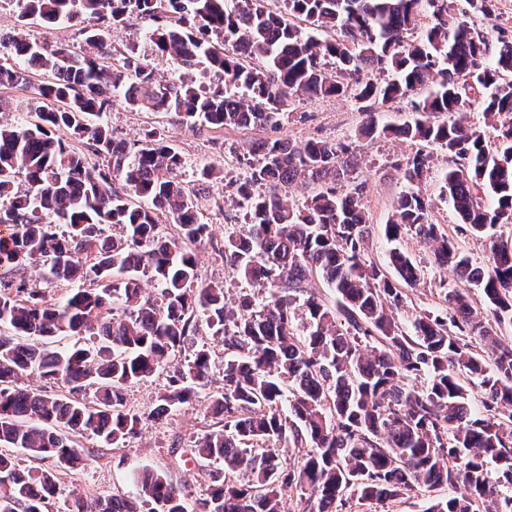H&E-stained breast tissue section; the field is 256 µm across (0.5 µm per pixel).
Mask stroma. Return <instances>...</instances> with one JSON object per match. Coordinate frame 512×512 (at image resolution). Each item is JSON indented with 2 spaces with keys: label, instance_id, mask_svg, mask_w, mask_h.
Segmentation results:
<instances>
[{
  "label": "stroma",
  "instance_id": "obj_1",
  "mask_svg": "<svg viewBox=\"0 0 512 512\" xmlns=\"http://www.w3.org/2000/svg\"><path fill=\"white\" fill-rule=\"evenodd\" d=\"M455 7L457 12L468 13L470 23L490 42H497L503 33L512 35V0H496L494 15L489 19L470 11L466 0H455ZM112 43L121 52L132 51L142 58L154 60L159 73L167 79H177L183 71L177 60L155 59L148 39L147 20L134 19L129 25L114 30ZM287 111V118L276 129L259 126L220 129L204 123L190 129L173 125L168 114L138 112L120 102L114 104L107 118L118 139L130 142L140 139L146 130L156 129L170 136L178 148L182 157L179 179L195 200L203 221L211 226V239L198 243L196 248L199 276L206 282L230 284L234 281L220 248L224 242L225 225L243 221L242 211L231 201L230 183L244 177L250 164L257 162L258 157L252 152L254 142L275 139L296 143L309 139L357 142L361 154L357 179L365 184L362 204L369 218L366 257L384 266L386 275H393V268L386 265L389 244L384 236V226L406 189L394 166L412 156L418 148L417 143L383 135L360 138L358 131L364 115L358 102L347 97H296L291 99ZM430 156L429 169L419 190L429 205L433 223L450 232L457 218L443 191L448 157L437 150L431 151ZM207 166L213 167L214 172L205 180L201 172ZM399 246L427 269L425 282L407 288L405 307L399 310V317L420 309H438L441 301L437 284L442 274L432 267L428 246L412 234L404 236ZM213 422L209 402L202 397L183 406L165 423L146 424L126 447L113 448L92 437L85 439L84 447L90 461L80 471L61 475L49 512H65L75 490L91 496L134 493L130 471L136 466L164 471L173 482L186 485L191 497H200L208 478L193 460L190 445Z\"/></svg>",
  "mask_w": 512,
  "mask_h": 512
}]
</instances>
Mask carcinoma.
<instances>
[{"label":"carcinoma","mask_w":512,"mask_h":512,"mask_svg":"<svg viewBox=\"0 0 512 512\" xmlns=\"http://www.w3.org/2000/svg\"><path fill=\"white\" fill-rule=\"evenodd\" d=\"M17 4L13 36L0 39V88L31 87L32 66L43 80L32 120L0 125V512H47L59 475L88 464L82 438L123 446L145 421H165L205 392L215 427L191 449L217 465L205 496L146 468L135 497L75 491L67 512H337L416 491L431 493L423 512H512V338L502 334L512 327V238L495 232L512 224V82L503 81L512 39L490 49L449 0H282L277 13L264 0ZM423 13L432 25L408 40ZM134 18L149 21L156 57L183 64L179 80L133 52L108 63L110 32ZM30 19L80 27L83 50L29 42ZM330 30L336 39L318 37ZM327 58L335 69L324 68ZM203 61L224 73V88L196 85ZM374 72L392 78L378 83ZM407 93L418 95L419 118L379 127V106ZM346 94L366 115L362 136L390 133L448 153L443 189L457 231L487 241V263L429 221L415 190L428 171L423 152L406 162L408 189L385 225L395 282L365 257L364 183L349 182L353 143L258 141V165L232 183L246 224L225 229L221 254L245 287L229 306L224 285L199 280L187 247L211 232L179 180V152L153 130L118 141L103 119L119 96L180 126L277 128L294 95ZM475 104L489 118L508 117L496 142L469 123ZM297 182L312 186L300 205L288 196ZM162 216L178 236L160 234ZM117 225L118 237L107 234ZM410 233L453 284L442 309L405 327L400 284L425 279L397 246ZM37 266L43 279L73 288L48 297L23 275ZM316 276L333 304L310 288ZM201 322L224 345L214 392L208 343L174 362ZM163 371L151 409L129 406L127 388ZM29 379L68 392L48 395ZM88 390L91 398L77 397ZM10 448L52 466L22 469ZM459 485L466 494L446 493Z\"/></svg>","instance_id":"cac0c4a2"}]
</instances>
